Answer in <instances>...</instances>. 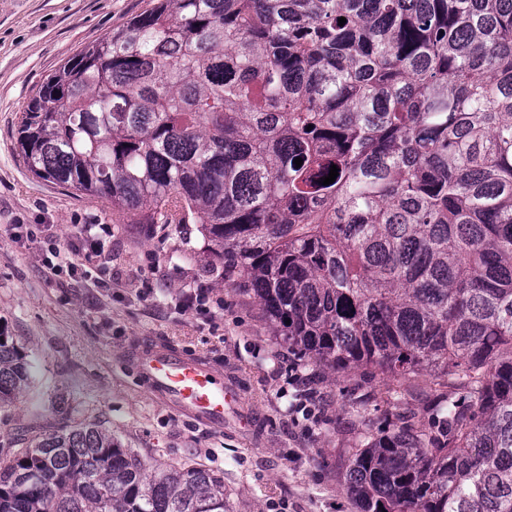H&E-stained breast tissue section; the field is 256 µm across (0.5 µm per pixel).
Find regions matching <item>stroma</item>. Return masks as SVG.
<instances>
[{"label": "stroma", "mask_w": 512, "mask_h": 512, "mask_svg": "<svg viewBox=\"0 0 512 512\" xmlns=\"http://www.w3.org/2000/svg\"><path fill=\"white\" fill-rule=\"evenodd\" d=\"M150 0H0V333L25 355L31 382L0 405V459L45 434L89 425L146 464L202 466L224 480L226 512H358L345 485L348 451L377 417L428 429L441 393L429 373L303 367L252 295L209 274L198 225L167 231L122 224L99 200L36 177L17 148L19 118L58 67ZM29 224L61 241L104 224L108 287L83 273L48 274ZM206 282L224 301L212 325L180 313L181 294ZM154 292L142 298L143 282ZM152 341L179 349L236 385L255 428L219 429L181 414L138 379L131 353ZM368 407H361V399Z\"/></svg>", "instance_id": "obj_1"}]
</instances>
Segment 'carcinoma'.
Returning a JSON list of instances; mask_svg holds the SVG:
<instances>
[{
    "mask_svg": "<svg viewBox=\"0 0 512 512\" xmlns=\"http://www.w3.org/2000/svg\"><path fill=\"white\" fill-rule=\"evenodd\" d=\"M18 148L124 224L200 225L300 363L442 381L437 426L352 449L360 512H512V0H156ZM28 380L0 335V404ZM0 512H224V480L76 426L0 463Z\"/></svg>",
    "mask_w": 512,
    "mask_h": 512,
    "instance_id": "obj_1",
    "label": "carcinoma"
}]
</instances>
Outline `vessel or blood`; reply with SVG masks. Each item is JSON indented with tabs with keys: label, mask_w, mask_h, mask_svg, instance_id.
I'll return each instance as SVG.
<instances>
[{
	"label": "vessel or blood",
	"mask_w": 512,
	"mask_h": 512,
	"mask_svg": "<svg viewBox=\"0 0 512 512\" xmlns=\"http://www.w3.org/2000/svg\"><path fill=\"white\" fill-rule=\"evenodd\" d=\"M133 365L147 387L177 411L217 428L227 422L251 426V416L238 408L236 388L199 359L151 345L134 356Z\"/></svg>",
	"instance_id": "vessel-or-blood-1"
}]
</instances>
